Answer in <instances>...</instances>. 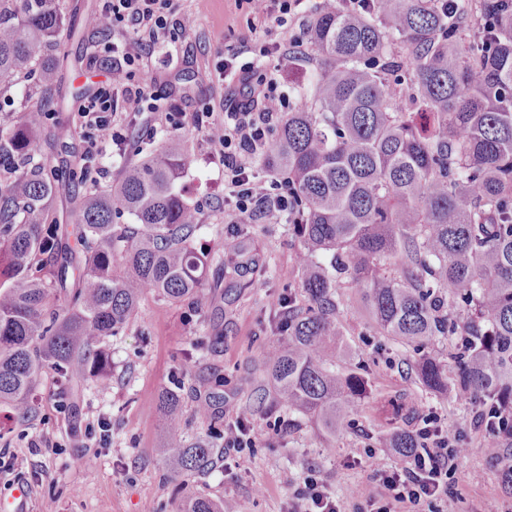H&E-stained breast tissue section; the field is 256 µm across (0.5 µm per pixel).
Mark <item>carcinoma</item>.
<instances>
[{
	"label": "carcinoma",
	"instance_id": "cac0c4a2",
	"mask_svg": "<svg viewBox=\"0 0 512 512\" xmlns=\"http://www.w3.org/2000/svg\"><path fill=\"white\" fill-rule=\"evenodd\" d=\"M348 14L320 6L307 29L317 51L312 93L291 103L260 154L261 169L288 174L295 192L289 229L300 243L305 308L295 293L284 337L266 343L262 372L272 391L258 397L301 413L325 436L365 394L359 373L332 367L344 351L336 275L348 273L388 335L420 347L455 336L454 389L491 406L512 404V6L492 0H368ZM65 16L56 0H0V81L39 69L56 50ZM35 104L25 120L0 124V404L13 421L40 414L43 371L70 385L109 376L105 343L124 331L146 291L196 302L206 258L196 253L198 208L178 188L190 163L172 139L127 167L116 188L78 207L62 242L52 214L55 169L29 166L40 141L55 148ZM125 212L135 226L112 223ZM405 258L404 275L387 262ZM413 370L432 392L448 389V364L423 353ZM166 442L161 452L180 472L201 475L219 451L187 441L180 395L158 397ZM408 407L392 403L385 447L404 459L415 433L398 425ZM196 412L224 434L211 400ZM507 420L486 418L488 445L512 457ZM180 512H224V501L183 498Z\"/></svg>",
	"mask_w": 512,
	"mask_h": 512
}]
</instances>
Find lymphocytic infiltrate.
<instances>
[{
  "instance_id": "lymphocytic-infiltrate-1",
  "label": "lymphocytic infiltrate",
  "mask_w": 512,
  "mask_h": 512,
  "mask_svg": "<svg viewBox=\"0 0 512 512\" xmlns=\"http://www.w3.org/2000/svg\"><path fill=\"white\" fill-rule=\"evenodd\" d=\"M305 0H247L257 24L264 29L285 26L301 14ZM125 28L132 40L125 47H104L110 79L87 97L72 118L73 126L84 129L83 150L78 168L82 176L106 178L108 170L98 158L105 145L126 151L129 130L119 113L156 111L155 78L144 63L147 48L158 42L175 45L187 32L184 18L175 16L172 0H103L95 32ZM248 62L227 61L217 74L236 85L237 99L224 113L204 126L213 155L224 166V200L240 219L266 217L288 210L292 192L287 181L268 180L257 169L259 150L272 128L290 105L280 81L258 74L255 61L282 52L278 42L243 45ZM224 423V457L245 460L254 446L252 425L235 409H228ZM420 446L401 462L394 463L368 449L367 465L375 488L353 506V512H444L448 504V482L464 454L459 437L448 431L438 414H429L417 430ZM344 505L332 495L315 469L295 483L288 498V512H343Z\"/></svg>"
}]
</instances>
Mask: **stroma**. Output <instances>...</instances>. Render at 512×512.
<instances>
[{"label":"stroma","mask_w":512,"mask_h":512,"mask_svg":"<svg viewBox=\"0 0 512 512\" xmlns=\"http://www.w3.org/2000/svg\"><path fill=\"white\" fill-rule=\"evenodd\" d=\"M178 14L192 25L178 53L155 71L162 111L136 116L132 143L124 156L109 161L110 177L98 182L72 176L83 139L71 128L58 153L64 182L56 199L60 223H73V213L91 190L115 186L124 168L157 152L170 138L184 139L193 157L179 188L201 213L195 248L207 256L204 270L205 307L171 303L146 292L122 333L106 342L110 377H85L65 390L54 371L39 384L42 412L35 424H20L0 437L8 452L26 461L23 476L33 490V512H177L173 486L215 500H234L241 512H286L294 483L314 466L328 489L345 505L373 489L369 468L362 465L367 448H381L390 426L384 409L405 399L412 412L405 420L417 428L421 415L437 412L449 431L463 437L466 452L455 475L448 512H512V495L501 488L497 471L486 455L487 437L474 424L475 405L455 392L426 391L409 369L417 352L383 333L361 301V290L349 275L337 279L347 347L336 359L343 371L363 374L367 391L335 437L320 435L314 423L298 413L283 418L268 412L251 415L256 439L241 465H216L203 475L179 474L156 455L165 442L157 396L174 391L183 398L189 434H207L208 423L195 413V397L219 392L236 410H243L264 385L262 351L274 334L270 322L275 296L282 288L299 290L300 245L281 219L251 220L241 235L231 211L224 208V167L210 155L198 122L205 113L222 117L237 90L218 80L216 68L232 59L243 41L264 38L255 27L246 0H173ZM97 39L89 29L62 39L66 56L61 87L52 99L63 109L49 115V125L69 122L98 87L109 68L97 61ZM318 66L310 45L262 65L287 93L309 87ZM176 108L173 120L164 111ZM108 420L104 443L81 445L82 426ZM44 436L51 445L39 455L29 453L31 439Z\"/></svg>","instance_id":"obj_1"}]
</instances>
